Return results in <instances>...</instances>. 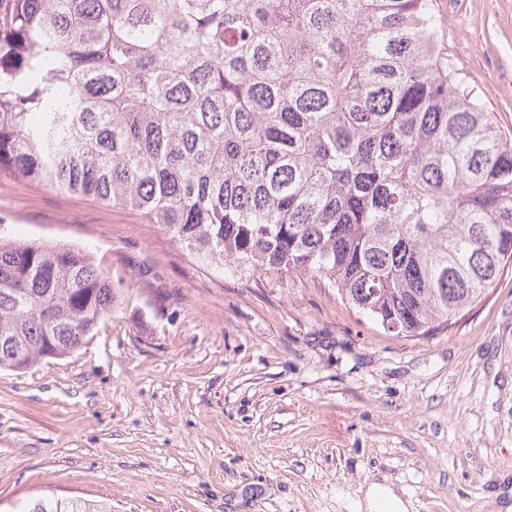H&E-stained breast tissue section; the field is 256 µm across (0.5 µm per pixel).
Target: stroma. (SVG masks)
<instances>
[{
    "mask_svg": "<svg viewBox=\"0 0 512 512\" xmlns=\"http://www.w3.org/2000/svg\"><path fill=\"white\" fill-rule=\"evenodd\" d=\"M442 51L512 138V0H433ZM0 236L93 252L118 301L69 355L0 370V512L512 506V268L452 325L396 335L308 277L242 276L121 206L0 177ZM384 507L391 512H408L403 499L385 481L370 482L363 492L360 508L363 512H381ZM9 512H112V506L104 501L38 498L18 503Z\"/></svg>",
    "mask_w": 512,
    "mask_h": 512,
    "instance_id": "stroma-1",
    "label": "stroma"
}]
</instances>
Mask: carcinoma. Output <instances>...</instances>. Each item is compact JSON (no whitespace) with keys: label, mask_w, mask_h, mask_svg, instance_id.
<instances>
[{"label":"carcinoma","mask_w":512,"mask_h":512,"mask_svg":"<svg viewBox=\"0 0 512 512\" xmlns=\"http://www.w3.org/2000/svg\"><path fill=\"white\" fill-rule=\"evenodd\" d=\"M438 34L433 0H0V175L424 335L512 265V139ZM115 302L88 251L0 237V369L71 353Z\"/></svg>","instance_id":"obj_1"}]
</instances>
